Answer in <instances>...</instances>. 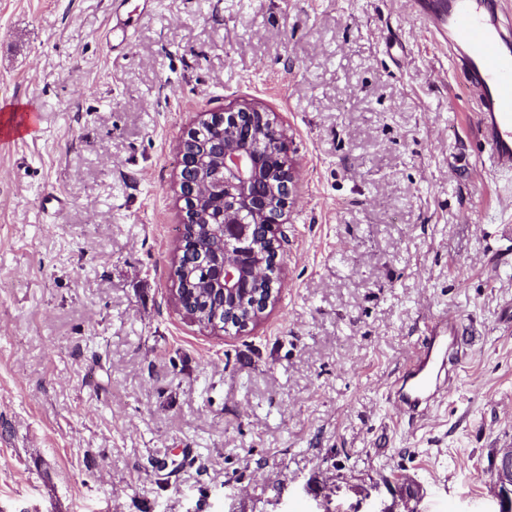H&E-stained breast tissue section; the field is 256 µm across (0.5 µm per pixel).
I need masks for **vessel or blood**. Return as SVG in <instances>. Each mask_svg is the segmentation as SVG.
<instances>
[{
  "mask_svg": "<svg viewBox=\"0 0 512 512\" xmlns=\"http://www.w3.org/2000/svg\"><path fill=\"white\" fill-rule=\"evenodd\" d=\"M152 0H112L109 48L126 46L134 17ZM504 0H413L420 23L448 45L457 76L477 102L478 133L494 172L512 173V12ZM470 340L454 321L431 322L393 395L409 419L433 406L463 363Z\"/></svg>",
  "mask_w": 512,
  "mask_h": 512,
  "instance_id": "1",
  "label": "vessel or blood"
}]
</instances>
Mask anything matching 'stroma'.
Returning <instances> with one entry per match:
<instances>
[{"mask_svg":"<svg viewBox=\"0 0 512 512\" xmlns=\"http://www.w3.org/2000/svg\"><path fill=\"white\" fill-rule=\"evenodd\" d=\"M0 0V512H498L512 448V190L405 0ZM275 113L300 171L262 321L172 296L177 144ZM478 340L409 421L427 324ZM193 457H185V449ZM153 0H113L111 25L105 35V40L111 50L124 47L128 42V28L134 16L139 17L147 11ZM136 2L133 10L129 4ZM494 475L495 491L501 502L502 512L512 510V448H503L490 461ZM512 512V511H511Z\"/></svg>","mask_w":512,"mask_h":512,"instance_id":"1","label":"stroma"}]
</instances>
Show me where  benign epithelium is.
Masks as SVG:
<instances>
[{
    "instance_id": "obj_1",
    "label": "benign epithelium",
    "mask_w": 512,
    "mask_h": 512,
    "mask_svg": "<svg viewBox=\"0 0 512 512\" xmlns=\"http://www.w3.org/2000/svg\"><path fill=\"white\" fill-rule=\"evenodd\" d=\"M224 138V148H208L184 136L179 155L193 145L186 158L197 169L196 180L179 176L180 195L203 197L209 186L205 171L224 179V223L205 227L222 242L211 252L200 244L188 251L186 240L176 246L175 264L189 257L211 268V279L201 287L172 289L177 307L193 322L214 331H243L258 322L282 288L277 258L288 247L284 216L297 188V169L288 159V137L271 113L255 106L226 107L206 112L199 121ZM210 292L224 298V309L199 311L190 306L188 292ZM502 512H512V448L490 461Z\"/></svg>"
}]
</instances>
